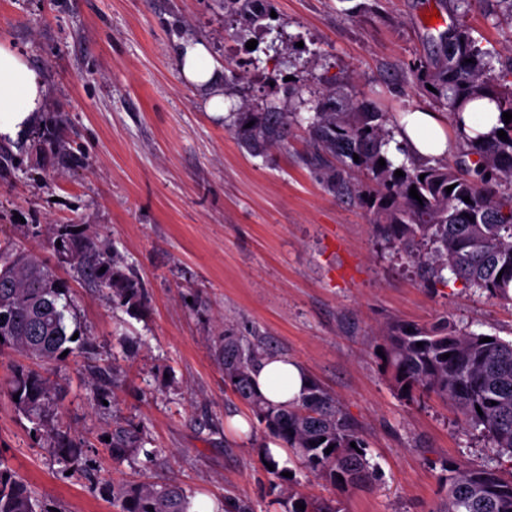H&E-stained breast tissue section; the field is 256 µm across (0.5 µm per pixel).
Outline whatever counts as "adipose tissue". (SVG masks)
Masks as SVG:
<instances>
[{
	"mask_svg": "<svg viewBox=\"0 0 512 512\" xmlns=\"http://www.w3.org/2000/svg\"><path fill=\"white\" fill-rule=\"evenodd\" d=\"M179 68L188 82L208 94L206 109L224 111V80L210 63L204 43H181ZM47 85L42 71L11 44L0 42V140H13L37 124L44 110ZM399 139L419 157H443L455 149L445 123L437 114L417 110L402 113ZM260 395L274 405L289 404L301 395L309 382L307 371L296 361L280 354L264 356L252 372Z\"/></svg>",
	"mask_w": 512,
	"mask_h": 512,
	"instance_id": "ef3b65f1",
	"label": "adipose tissue"
}]
</instances>
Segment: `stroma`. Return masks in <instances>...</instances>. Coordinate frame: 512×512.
Here are the masks:
<instances>
[{
    "instance_id": "1",
    "label": "stroma",
    "mask_w": 512,
    "mask_h": 512,
    "mask_svg": "<svg viewBox=\"0 0 512 512\" xmlns=\"http://www.w3.org/2000/svg\"><path fill=\"white\" fill-rule=\"evenodd\" d=\"M274 17L247 24L222 0H0V39L47 77L41 124L0 141V242L24 243L70 285L82 349L52 368L57 420L82 449L67 461L35 438L6 387L16 354L0 356V463L50 512H115L111 484L175 482L191 502L225 498L267 512L280 496L260 457L268 435L224 382V333L262 337L298 362L360 426L381 476L341 490L292 464L295 491L339 512H439L443 466L492 465L478 430L441 401L393 389L379 350L393 321L449 317L512 340V306L452 282L431 289L377 236L351 195H330L302 164L305 147L264 156L242 149L227 114L205 108L176 46L204 42L228 108L288 105L329 89L391 115L438 111L411 69L432 49L439 12L483 47L512 49V25L480 0L466 16L448 0H271ZM278 39L281 55L266 47ZM255 49H247L248 41ZM77 224L144 289L137 314L59 257L52 242ZM250 430L229 435L231 415ZM135 427L144 451L113 458L108 441Z\"/></svg>"
}]
</instances>
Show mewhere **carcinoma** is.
<instances>
[{"label":"carcinoma","instance_id":"1","mask_svg":"<svg viewBox=\"0 0 512 512\" xmlns=\"http://www.w3.org/2000/svg\"><path fill=\"white\" fill-rule=\"evenodd\" d=\"M230 3L250 21L270 17V0ZM413 76L421 92L447 109L458 141L456 159L417 160L398 143L396 151L405 160L397 164L389 154L394 141L387 128L389 113L363 100L338 104L335 94L321 92L302 101L314 112L306 129L304 161L315 171H325L329 192H356L382 241L404 256L429 287L447 285L449 273L465 288L511 303L512 122L503 127L505 140L495 131L471 140L462 131V112L468 102L486 98L500 111L512 113V84H506L512 59L503 60L479 45L459 23L439 34L430 55L414 65ZM297 122L298 113L274 103L260 110L245 106L235 113L231 133L258 156L287 145ZM381 158L383 167L378 164ZM397 170L404 175L394 176ZM448 186L453 187L450 193ZM412 187L420 199L409 196ZM53 248L112 289L113 300L127 311L142 306L140 280L118 268L83 231L65 230ZM69 293L67 282L29 250L12 244L0 247V353L18 352L43 365L62 361L65 351L73 353L71 344L81 338L68 328ZM485 337L456 328L446 317L431 325L396 321L385 331L383 362L397 393L411 401L432 396L444 400L466 424L480 430L495 451L492 467L444 465L446 498L440 512H512V340L494 335L492 341L480 342ZM418 342L423 346H416ZM217 351L224 382L307 470L341 489L377 479L378 468L367 458L358 425L333 395L312 380L298 402L273 406L252 385L253 367L269 352L261 339L226 334ZM445 353L450 357L441 358ZM7 392L19 398L14 407L32 423L33 435L71 457L81 455L82 449L54 426L56 387L49 378L21 367ZM140 445L134 429L112 433L115 458L134 454ZM112 503L118 512H189L191 507L180 485L151 481L112 486ZM298 503L305 508H297ZM0 512L46 510L17 472L0 467ZM288 512L339 510L330 500L314 502L290 490Z\"/></svg>","mask_w":512,"mask_h":512}]
</instances>
